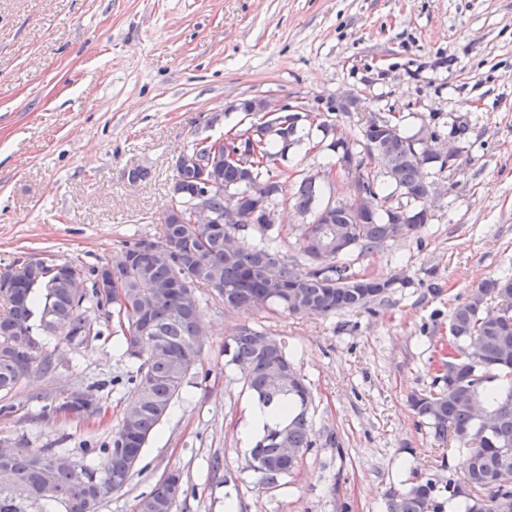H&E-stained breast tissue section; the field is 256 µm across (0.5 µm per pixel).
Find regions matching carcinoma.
Masks as SVG:
<instances>
[{
    "label": "carcinoma",
    "mask_w": 512,
    "mask_h": 512,
    "mask_svg": "<svg viewBox=\"0 0 512 512\" xmlns=\"http://www.w3.org/2000/svg\"><path fill=\"white\" fill-rule=\"evenodd\" d=\"M259 151L256 168L244 176L243 169L226 160L212 169L215 182L208 206L216 217L224 218L226 190L260 194L274 202L285 191V183H270L268 165L288 146L297 142L298 126L257 129ZM361 138L379 140L380 159L385 174L410 200H417L427 187L423 177L426 165L437 157L416 158L413 142L417 135L376 131L364 126ZM183 191L181 211L191 218L193 196L199 178L194 166L176 167ZM320 184L303 178L292 195L296 210L309 213L315 204ZM401 207L375 209L358 223L339 212L333 224H303L299 249L311 261L303 267L280 250L279 235L273 233L275 218L254 224L248 211L239 213L232 224L216 236L203 238L202 224L172 221L160 225L158 232L126 242L112 253V287L120 288L128 306L115 310L118 327L125 337V355L138 366L128 376L130 385L124 398L122 419L102 453L105 461L92 466L81 460L68 465L58 463L53 454L37 457L18 447L7 463H0V512H98L109 499L100 492L99 482L109 477L112 491L125 487L133 475L131 459L141 454L147 441L167 414L182 389L190 364L200 353L198 335L203 331L199 288H212L223 302L243 311H277L290 314L326 316L340 311L363 309L386 297L388 280L357 276L350 266L335 263L358 248L365 252L388 239L420 228L403 219ZM252 229L256 241L226 246L237 232ZM94 273L81 265L50 276V287L40 291L39 327L48 333L53 320L70 323V341L82 342L74 332L87 319L83 303L92 298L99 306L108 301L97 290L76 294L70 277ZM29 266L13 272V288L0 292V394L12 392L34 368L52 367L51 357L43 354L41 334L33 330L35 292L28 287ZM451 339L448 346L465 353L472 338L483 343L481 359L472 364L451 365L448 356L441 359L446 369L443 387L414 396L411 406L416 415L429 421L435 436L445 438L448 429L475 447L463 461V477L448 474V480L428 478L406 491H395L388 512H444L445 504L456 512H475L474 498L487 499V512H494L499 499L512 500V276L488 277L476 287L472 299L457 306L450 315ZM267 332L249 323L238 325L224 341L227 363L240 371L243 386L256 404L276 413L279 421L266 425L250 451V469L264 485H274L290 475L296 465L281 460V435L288 447L304 451L312 446V424L308 417L311 401L303 377L288 359L285 345L276 337L268 345L257 344ZM287 370L288 386L271 387L269 376ZM500 372L503 384L491 393L484 391L483 372ZM470 393L494 415V426L486 432L460 402L457 386ZM181 475L172 471L152 491L137 500L135 512H174L173 484Z\"/></svg>",
    "instance_id": "1"
}]
</instances>
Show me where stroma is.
I'll list each match as a JSON object with an SVG mask.
<instances>
[{
  "instance_id": "1",
  "label": "stroma",
  "mask_w": 512,
  "mask_h": 512,
  "mask_svg": "<svg viewBox=\"0 0 512 512\" xmlns=\"http://www.w3.org/2000/svg\"><path fill=\"white\" fill-rule=\"evenodd\" d=\"M245 99L310 110L272 170L286 183L281 248L303 265L297 184L319 175L322 206L356 192L331 148L337 133L356 137L375 116L409 135L435 129L459 156L425 169L441 188L423 203L427 224L344 256L356 274L396 279L386 301L323 317L252 314L199 289L201 352L99 512H134L174 470L175 512H225L230 501L236 512H387L390 491L463 473L464 450L436 439L410 398L434 388L454 308L482 279L512 275V0H0V271L31 259L89 270L155 234L177 158L247 129ZM134 167L149 178L129 182ZM83 309L93 335L46 336L53 369L0 397L5 445L80 460L111 440L137 363L115 321L94 302ZM244 322L283 342L312 396L313 445L273 486L248 466L240 428L255 403L224 357ZM93 383L99 414L45 412Z\"/></svg>"
}]
</instances>
